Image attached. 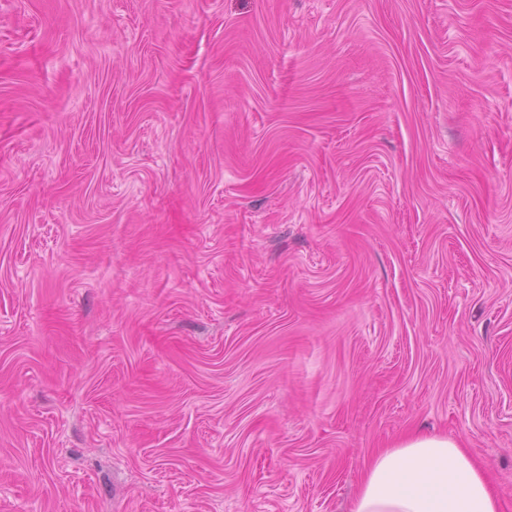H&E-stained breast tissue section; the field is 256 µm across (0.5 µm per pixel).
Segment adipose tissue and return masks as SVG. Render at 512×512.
Returning a JSON list of instances; mask_svg holds the SVG:
<instances>
[{"mask_svg":"<svg viewBox=\"0 0 512 512\" xmlns=\"http://www.w3.org/2000/svg\"><path fill=\"white\" fill-rule=\"evenodd\" d=\"M350 512H501V502L456 439L411 434L372 457Z\"/></svg>","mask_w":512,"mask_h":512,"instance_id":"1","label":"adipose tissue"}]
</instances>
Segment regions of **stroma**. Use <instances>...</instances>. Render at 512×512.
<instances>
[{
  "mask_svg": "<svg viewBox=\"0 0 512 512\" xmlns=\"http://www.w3.org/2000/svg\"><path fill=\"white\" fill-rule=\"evenodd\" d=\"M415 431L512 512V0H0V512H348Z\"/></svg>",
  "mask_w": 512,
  "mask_h": 512,
  "instance_id": "obj_1",
  "label": "stroma"
}]
</instances>
